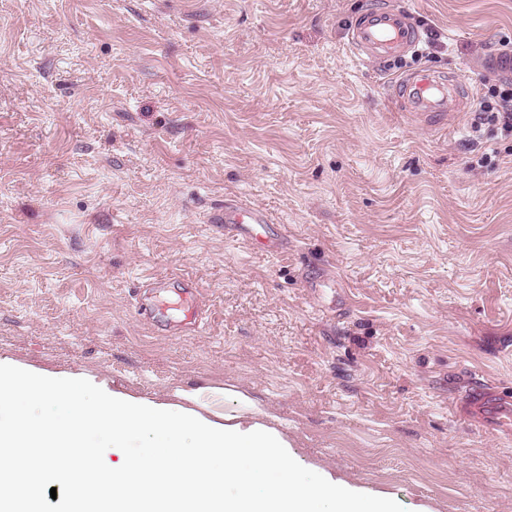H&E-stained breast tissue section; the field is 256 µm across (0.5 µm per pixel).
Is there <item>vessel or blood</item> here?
Instances as JSON below:
<instances>
[{
	"instance_id": "1",
	"label": "vessel or blood",
	"mask_w": 512,
	"mask_h": 512,
	"mask_svg": "<svg viewBox=\"0 0 512 512\" xmlns=\"http://www.w3.org/2000/svg\"><path fill=\"white\" fill-rule=\"evenodd\" d=\"M420 40L409 11L374 4L356 19L351 48L359 56L391 60L414 51ZM396 94L411 112H457L469 99L470 87L460 75L421 68L398 80ZM213 221L249 245H262L271 253L284 248L282 238L268 235V218L258 208L230 200ZM468 406L472 413L488 418L496 429H512L511 399L479 384L471 389Z\"/></svg>"
}]
</instances>
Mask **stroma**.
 <instances>
[{
  "label": "stroma",
  "instance_id": "stroma-1",
  "mask_svg": "<svg viewBox=\"0 0 512 512\" xmlns=\"http://www.w3.org/2000/svg\"><path fill=\"white\" fill-rule=\"evenodd\" d=\"M368 2L0 0V355L234 385L402 512H512V435L466 401L512 394V137L390 95L499 81L512 0H384L429 45L402 69L352 52ZM228 199L287 251L213 223ZM396 86L409 112H461L471 94L465 78L429 68L408 72Z\"/></svg>",
  "mask_w": 512,
  "mask_h": 512
}]
</instances>
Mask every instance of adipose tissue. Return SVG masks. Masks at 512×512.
<instances>
[{"mask_svg": "<svg viewBox=\"0 0 512 512\" xmlns=\"http://www.w3.org/2000/svg\"><path fill=\"white\" fill-rule=\"evenodd\" d=\"M137 434L150 450L127 454ZM106 447L119 454L109 465ZM33 464L47 484L91 476L110 512H400L393 493L300 458L283 420L235 386L152 398L0 356V497L2 478Z\"/></svg>", "mask_w": 512, "mask_h": 512, "instance_id": "obj_1", "label": "adipose tissue"}]
</instances>
